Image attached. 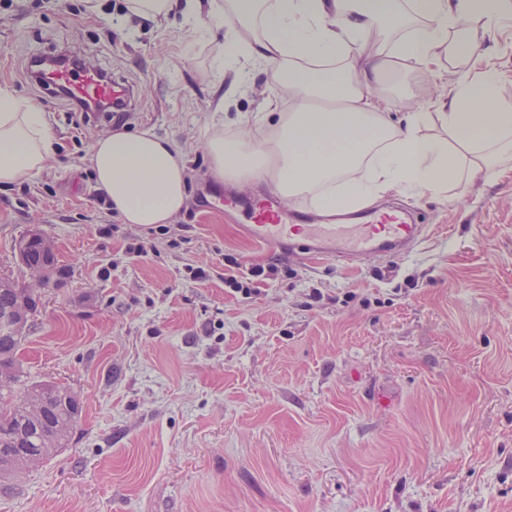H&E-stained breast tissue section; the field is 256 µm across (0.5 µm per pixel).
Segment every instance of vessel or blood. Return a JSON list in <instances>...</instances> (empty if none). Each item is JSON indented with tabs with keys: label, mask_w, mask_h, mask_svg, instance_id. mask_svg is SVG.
<instances>
[{
	"label": "vessel or blood",
	"mask_w": 512,
	"mask_h": 512,
	"mask_svg": "<svg viewBox=\"0 0 512 512\" xmlns=\"http://www.w3.org/2000/svg\"><path fill=\"white\" fill-rule=\"evenodd\" d=\"M39 77L42 89L63 94L67 101L86 104L95 112L111 111L113 103L129 95L122 83L93 66L74 68L62 63L40 72ZM211 198L225 208L242 210L248 219L245 230L258 245L296 250L313 257L400 258L411 250L424 230L423 225L412 223L409 213L400 210L340 212L334 223L328 224L323 215L311 210H284L280 199L274 196L246 207L219 190Z\"/></svg>",
	"instance_id": "vessel-or-blood-1"
}]
</instances>
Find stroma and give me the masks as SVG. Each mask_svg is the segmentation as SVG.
<instances>
[{
	"mask_svg": "<svg viewBox=\"0 0 512 512\" xmlns=\"http://www.w3.org/2000/svg\"><path fill=\"white\" fill-rule=\"evenodd\" d=\"M466 37L512 73L511 30ZM223 40L125 0H0V85L46 112L52 145L0 185V279L31 285L22 236L55 243L18 360L83 405L69 448L0 482V512H512V172L398 199L428 227L399 259L257 246L200 196L217 182L202 142L273 97L256 75L225 98ZM65 47L133 89L129 117L83 121L29 81ZM142 128L186 152L188 206L156 233L123 223L85 162ZM228 258L278 270L244 301Z\"/></svg>",
	"mask_w": 512,
	"mask_h": 512,
	"instance_id": "obj_1",
	"label": "stroma"
}]
</instances>
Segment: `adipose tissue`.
<instances>
[{
  "label": "adipose tissue",
  "mask_w": 512,
  "mask_h": 512,
  "mask_svg": "<svg viewBox=\"0 0 512 512\" xmlns=\"http://www.w3.org/2000/svg\"><path fill=\"white\" fill-rule=\"evenodd\" d=\"M146 19L181 10L200 37L224 31V68L262 66L287 111L262 115L204 148L214 175L235 187L272 182L283 198L311 199L325 215L396 194L445 196L449 186L497 178L512 166L511 76L448 31L501 27L512 0H127ZM420 18L411 27L408 17ZM461 62L447 91L412 94L402 122L381 91L395 72L437 75ZM438 122V132L424 129ZM44 112L0 86V185L38 175L50 155ZM97 188L127 224H169L188 203L185 150L153 131L115 132L87 156Z\"/></svg>",
  "instance_id": "obj_1"
}]
</instances>
